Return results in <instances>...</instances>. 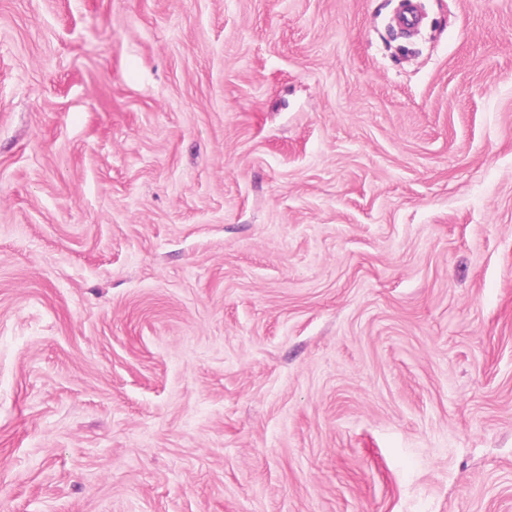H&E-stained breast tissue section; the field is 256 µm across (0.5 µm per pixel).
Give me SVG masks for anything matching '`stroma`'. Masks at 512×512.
Returning a JSON list of instances; mask_svg holds the SVG:
<instances>
[{"label": "stroma", "mask_w": 512, "mask_h": 512, "mask_svg": "<svg viewBox=\"0 0 512 512\" xmlns=\"http://www.w3.org/2000/svg\"><path fill=\"white\" fill-rule=\"evenodd\" d=\"M0 0V512H512V0Z\"/></svg>", "instance_id": "35a3bbf8"}]
</instances>
